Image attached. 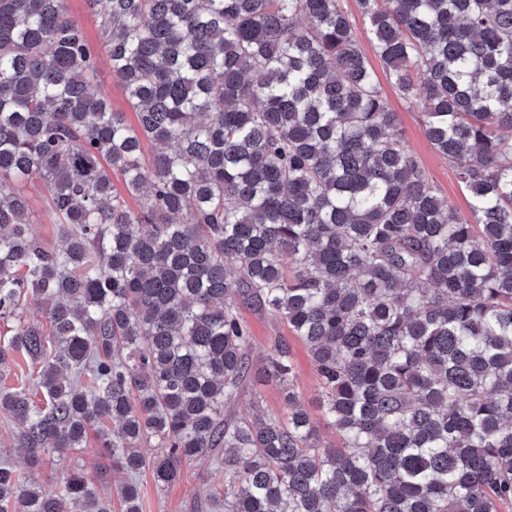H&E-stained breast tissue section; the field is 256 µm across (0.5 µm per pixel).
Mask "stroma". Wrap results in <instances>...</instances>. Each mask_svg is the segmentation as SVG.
I'll use <instances>...</instances> for the list:
<instances>
[{"instance_id": "stroma-1", "label": "stroma", "mask_w": 512, "mask_h": 512, "mask_svg": "<svg viewBox=\"0 0 512 512\" xmlns=\"http://www.w3.org/2000/svg\"><path fill=\"white\" fill-rule=\"evenodd\" d=\"M344 7L359 35L360 46L375 72L388 106L397 114L411 153L424 168L430 183L447 197L462 218H469L471 198L459 183L456 171L428 141L418 112L410 109L393 88L384 68L373 51L365 32L366 23L359 13L355 0H344ZM26 196L32 214L35 236L46 246L58 242L57 227L47 215V192L41 184L24 183L20 186ZM240 312L251 331L249 353L253 360H260L269 350L272 341L279 336L287 337L295 364V386L313 419H320L317 408L318 379L313 362L303 342L293 336L287 323L268 314H261L249 305H241ZM16 429L12 419L0 411V459H7L17 473L33 477L44 485L54 484L60 471L84 470L99 496L112 493V485L124 481V474L106 469L98 470L99 453L102 446L100 433L90 429L80 452L69 455L54 464L39 470H30L21 451L15 446ZM220 475L213 460L205 459L187 465L183 477L168 487H158L151 470H144L137 477L140 486L142 512H219L208 492L217 484Z\"/></svg>"}]
</instances>
